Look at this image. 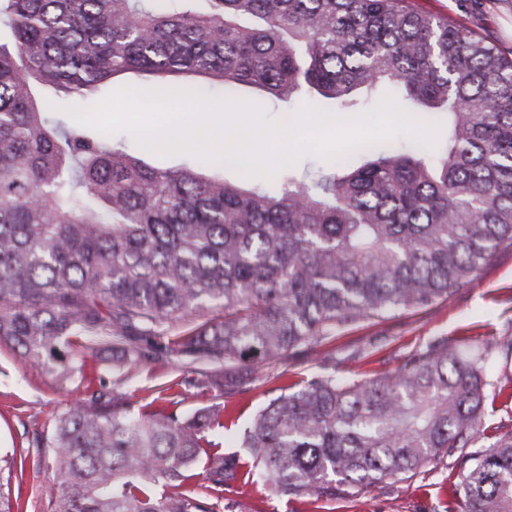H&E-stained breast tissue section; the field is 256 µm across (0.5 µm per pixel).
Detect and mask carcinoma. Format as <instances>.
I'll list each match as a JSON object with an SVG mask.
<instances>
[{"instance_id": "cac0c4a2", "label": "carcinoma", "mask_w": 512, "mask_h": 512, "mask_svg": "<svg viewBox=\"0 0 512 512\" xmlns=\"http://www.w3.org/2000/svg\"><path fill=\"white\" fill-rule=\"evenodd\" d=\"M134 72L231 99L257 88L283 122L304 103L348 118L390 93L447 142L232 183L238 162L153 167L151 151L52 112ZM505 242L512 58L462 25L409 0H0V341L62 385L84 380L68 349L110 352L115 371L37 440L54 459L51 512H217L242 468L213 439L224 404L179 410L175 387L222 397L266 362L470 284ZM164 358L224 370L134 408L121 370ZM497 358L512 336L465 356L429 343L375 378L315 374L243 430L251 475L281 496H354L456 455L462 512H512V428L484 424ZM15 468L0 452V512Z\"/></svg>"}]
</instances>
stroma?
<instances>
[{
  "label": "stroma",
  "mask_w": 512,
  "mask_h": 512,
  "mask_svg": "<svg viewBox=\"0 0 512 512\" xmlns=\"http://www.w3.org/2000/svg\"><path fill=\"white\" fill-rule=\"evenodd\" d=\"M411 3L419 11L462 24L503 52H512V0ZM508 333L512 334V245L505 243L466 287L428 305L350 326L320 347L264 366L259 381L251 386L226 390L224 416L235 427L220 438L224 453L243 455L238 429L246 427L284 389H296L313 373L342 379L373 378L396 370L407 355L429 342L461 351L466 344ZM183 372V365L177 362L133 366L123 389L144 405L157 397L158 387L170 384ZM83 397V389L59 385L51 375L27 365L11 344L0 343V450L17 451L25 460L14 512H49L45 491L53 480L52 457L48 449L35 447L34 440ZM460 470L459 460L447 458L358 495L340 490L328 498L280 496L243 474L224 495L236 501L235 512H461L451 494Z\"/></svg>",
  "instance_id": "35a3bbf8"
}]
</instances>
